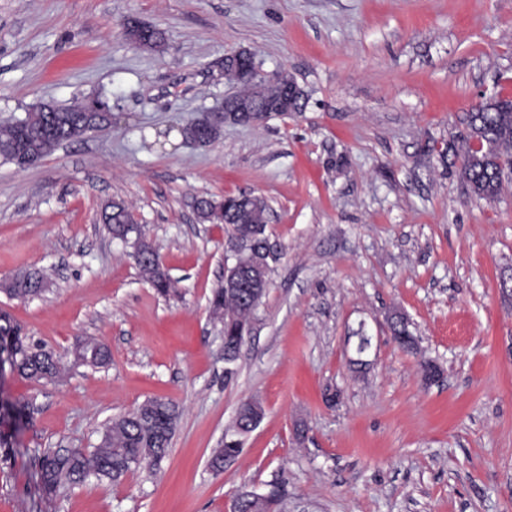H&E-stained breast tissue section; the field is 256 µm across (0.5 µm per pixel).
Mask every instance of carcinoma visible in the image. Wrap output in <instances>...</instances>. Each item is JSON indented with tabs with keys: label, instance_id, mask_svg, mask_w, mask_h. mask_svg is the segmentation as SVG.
Returning a JSON list of instances; mask_svg holds the SVG:
<instances>
[{
	"label": "carcinoma",
	"instance_id": "cac0c4a2",
	"mask_svg": "<svg viewBox=\"0 0 512 512\" xmlns=\"http://www.w3.org/2000/svg\"><path fill=\"white\" fill-rule=\"evenodd\" d=\"M138 38L150 52L165 49L163 31L146 25L136 28ZM240 56L228 57L225 77L239 86L236 99L254 103V111L272 118L284 114L283 109L268 104L265 81L248 84L237 71ZM105 100L90 96L71 105L40 101L31 106L25 116L14 121L0 123V159L18 167L33 165L50 156L62 145L90 136L94 127H106V118L95 105ZM468 136L456 156L460 161V176L470 184L480 199L498 198L504 186L512 182V101L492 97L483 106L470 112L467 117ZM198 218L203 222L225 224L232 233L247 231L253 236L256 247L265 248L266 224L248 223L251 209L257 203L244 195L228 196L221 200L199 197L195 200ZM102 221L118 236L127 233L134 223L133 214L123 200H112L109 209L102 214ZM143 256L138 263L142 276L161 295L172 291L173 283L164 269L156 248L150 242L142 244ZM46 291L44 276L36 270H28L12 277L11 287L4 294L11 298L25 299L39 296ZM212 315L225 324L224 360L236 359L244 337L238 333L239 320L249 317L252 309L227 302L224 286L214 289L210 302ZM411 322L400 320L391 327L392 339L404 350L417 349L418 341L410 330ZM21 325L9 313H0V353L12 356L11 367L17 375L34 382H52L62 371L61 360L50 350L29 344L20 335ZM91 359L94 367H104L110 361L108 348L97 343L80 350ZM179 417L177 406L169 401L153 399L124 413L107 423L100 444L90 453L79 449L50 450L41 458V477L45 490L51 492L65 483H79L88 475L121 480L128 472L153 469L166 457ZM253 409L248 402L241 404V411L226 428L227 440L213 450L210 467L224 470V460H235L243 451V443L235 441L239 429L252 422ZM237 512H277L279 503L269 500L259 503L250 498L248 490L237 491Z\"/></svg>",
	"mask_w": 512,
	"mask_h": 512
}]
</instances>
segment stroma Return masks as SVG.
<instances>
[{
	"label": "stroma",
	"mask_w": 512,
	"mask_h": 512,
	"mask_svg": "<svg viewBox=\"0 0 512 512\" xmlns=\"http://www.w3.org/2000/svg\"><path fill=\"white\" fill-rule=\"evenodd\" d=\"M162 29L150 53L127 19ZM284 68L305 111L228 126L212 146L180 129L219 106L227 53ZM512 97V0H0V121L102 94L117 121L20 169L0 163V279L48 276L41 296L0 293L66 377H6L30 421L0 463V512H230L237 489L287 491L286 512H512V189L472 195L454 149L483 94ZM239 193L270 206V284L237 361L209 313L231 231L192 201ZM124 200L175 294L143 280L101 221ZM402 309L414 353L391 339ZM372 338L354 371L352 333ZM107 345L104 368L74 361ZM437 361L425 383L420 364ZM341 393L327 407L326 388ZM266 408L231 467L213 448L239 405ZM149 398L180 417L158 470L46 492L44 451H92Z\"/></svg>",
	"instance_id": "stroma-1"
}]
</instances>
